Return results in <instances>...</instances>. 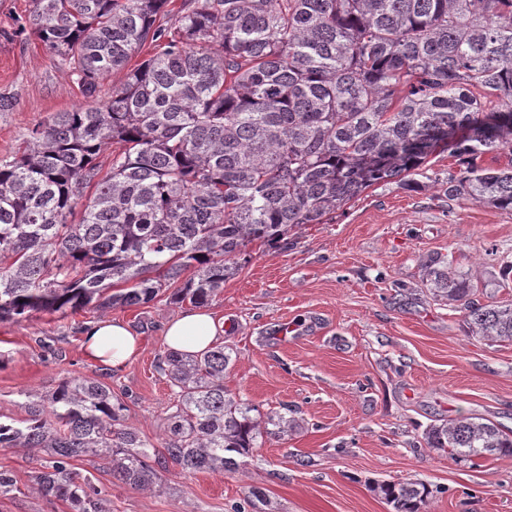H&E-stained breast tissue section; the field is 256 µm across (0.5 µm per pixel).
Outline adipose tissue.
<instances>
[{"mask_svg": "<svg viewBox=\"0 0 512 512\" xmlns=\"http://www.w3.org/2000/svg\"><path fill=\"white\" fill-rule=\"evenodd\" d=\"M224 335V323L204 308L181 313L165 326L167 345L176 351L196 354L206 350ZM83 348L86 355L101 363L119 367L140 351V340L133 329L116 320L102 319L87 326Z\"/></svg>", "mask_w": 512, "mask_h": 512, "instance_id": "obj_1", "label": "adipose tissue"}]
</instances>
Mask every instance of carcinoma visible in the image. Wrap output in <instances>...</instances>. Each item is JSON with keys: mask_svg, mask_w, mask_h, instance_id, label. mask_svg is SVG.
Segmentation results:
<instances>
[{"mask_svg": "<svg viewBox=\"0 0 512 512\" xmlns=\"http://www.w3.org/2000/svg\"><path fill=\"white\" fill-rule=\"evenodd\" d=\"M169 2L32 0L30 27L86 103L0 159L1 322L140 306L176 283L170 301L203 306L251 245L277 247L375 185L414 187L439 150L460 162L441 183L448 200L512 212V166L478 164L512 150V0H194L175 35L161 22ZM149 40L160 51L98 102L100 81ZM426 282L472 335L512 342L511 302L481 303L442 255ZM230 361L220 345L158 357L173 395L155 456L112 389L77 378L30 401L24 420H0V448L43 449L35 481L73 512H103L74 468L85 458L111 459L135 488L171 463L235 471L283 417L260 420L224 389ZM424 440L456 463L512 456V437L470 418ZM375 490L394 512H420L430 493L411 481Z\"/></svg>", "mask_w": 512, "mask_h": 512, "instance_id": "carcinoma-1", "label": "carcinoma"}]
</instances>
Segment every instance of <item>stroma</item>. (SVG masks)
Segmentation results:
<instances>
[{
    "instance_id": "1",
    "label": "stroma",
    "mask_w": 512,
    "mask_h": 512,
    "mask_svg": "<svg viewBox=\"0 0 512 512\" xmlns=\"http://www.w3.org/2000/svg\"><path fill=\"white\" fill-rule=\"evenodd\" d=\"M31 8L0 0V98L10 103L0 111V158L84 102L61 57L27 29ZM457 169L436 153L412 190L370 187L288 247L252 245L207 308L223 318L232 350L225 388L280 414L284 427L240 472L172 465L150 489L113 478L109 459L76 462L104 512H391L373 489L382 480L427 484L422 512H512V456L457 464L424 442L430 425L457 417L512 436V342L473 338L463 312L425 286L439 254L493 300L512 302V287L494 284L512 253V212L448 200L438 184ZM183 310L162 293L139 307L0 322V417L25 418L27 394L47 395L64 379L98 381L124 404L126 425L162 448L172 390L155 363L168 349L166 323ZM106 317L141 338L137 357L114 369L83 349V326ZM45 458L39 448H0V470L14 479L0 512H71L34 481Z\"/></svg>"
}]
</instances>
